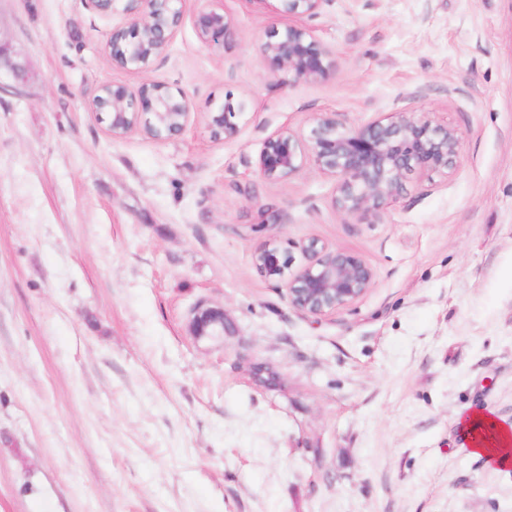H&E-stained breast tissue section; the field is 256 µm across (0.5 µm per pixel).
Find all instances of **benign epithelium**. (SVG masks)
I'll return each mask as SVG.
<instances>
[{
    "label": "benign epithelium",
    "instance_id": "1",
    "mask_svg": "<svg viewBox=\"0 0 512 512\" xmlns=\"http://www.w3.org/2000/svg\"><path fill=\"white\" fill-rule=\"evenodd\" d=\"M187 0H125L127 23L112 27L108 45L112 65L130 73L145 71L174 40L186 13ZM288 22L266 32L261 45L271 73L282 85L299 80L323 81L336 72L331 52L313 35L302 19L318 15L332 0H280ZM199 40L217 46L235 31L234 18L222 7L203 6L195 15ZM6 68L18 86L29 81L24 62L0 47V68ZM112 93V113L106 114L114 137L140 132L162 139L180 134L186 127L191 104L188 96L172 92L157 82L131 89L104 84L99 91ZM249 100L226 97L209 113L208 125L216 137L239 136L238 119L248 113ZM462 141L456 129L437 123L432 113L411 109L393 112L358 126H349L334 112L319 113L308 134L288 127L269 133L259 154L261 178L286 181L311 165L335 182L333 206L345 222L367 215L381 216L404 189L405 180L433 174L448 175L456 166ZM308 263L291 270L290 257L274 241L253 254L264 276L283 285L288 304L308 316H322L348 307L372 287V267L344 248L309 239L300 245ZM199 338L224 335V309L198 306L191 321Z\"/></svg>",
    "mask_w": 512,
    "mask_h": 512
}]
</instances>
